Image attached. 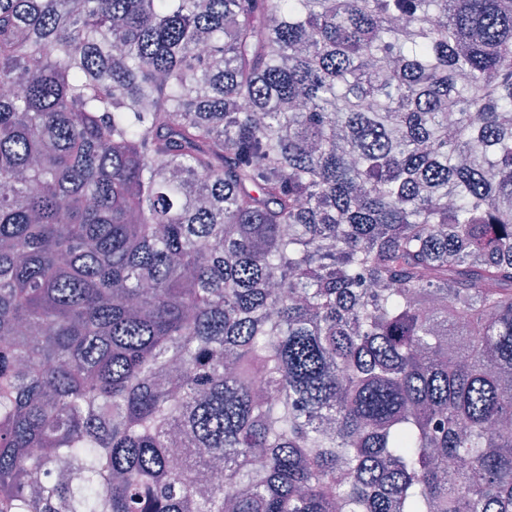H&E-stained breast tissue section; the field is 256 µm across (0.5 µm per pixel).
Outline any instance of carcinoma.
<instances>
[{"label":"carcinoma","instance_id":"cac0c4a2","mask_svg":"<svg viewBox=\"0 0 512 512\" xmlns=\"http://www.w3.org/2000/svg\"><path fill=\"white\" fill-rule=\"evenodd\" d=\"M0 87V512H512V0H0Z\"/></svg>","mask_w":512,"mask_h":512}]
</instances>
